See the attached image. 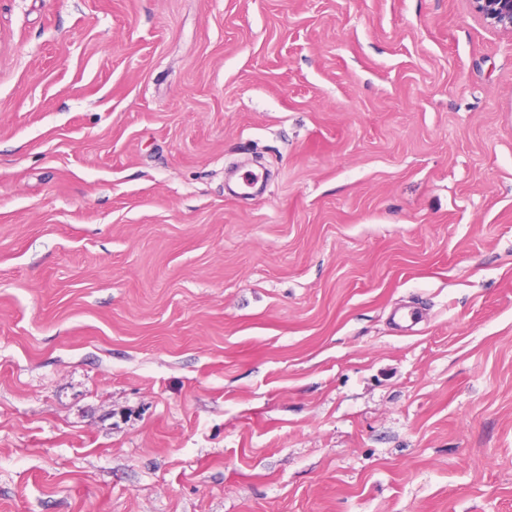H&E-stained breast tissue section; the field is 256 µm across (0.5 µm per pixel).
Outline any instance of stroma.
Wrapping results in <instances>:
<instances>
[{"instance_id":"stroma-1","label":"stroma","mask_w":512,"mask_h":512,"mask_svg":"<svg viewBox=\"0 0 512 512\" xmlns=\"http://www.w3.org/2000/svg\"><path fill=\"white\" fill-rule=\"evenodd\" d=\"M0 512H512V35L0 0Z\"/></svg>"}]
</instances>
